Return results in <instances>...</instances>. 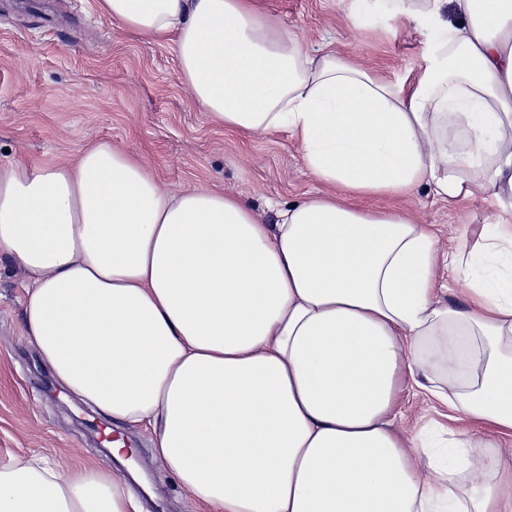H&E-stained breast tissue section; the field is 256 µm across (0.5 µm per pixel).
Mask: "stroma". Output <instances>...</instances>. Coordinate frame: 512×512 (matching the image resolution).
I'll use <instances>...</instances> for the list:
<instances>
[{"instance_id":"obj_1","label":"stroma","mask_w":512,"mask_h":512,"mask_svg":"<svg viewBox=\"0 0 512 512\" xmlns=\"http://www.w3.org/2000/svg\"><path fill=\"white\" fill-rule=\"evenodd\" d=\"M284 29L309 47L331 43L379 67L394 83L418 67L426 32L363 0L366 27L354 32L342 0H266ZM110 142L140 157L167 186L215 188L241 196L258 212L317 192L296 142L280 130L245 141L213 125L194 104L175 55L163 41L119 30L96 0H0V161H70L77 151ZM434 225L440 248L473 242L492 211L482 200L443 202L420 188L408 204ZM24 273L0 260V465L39 453L62 468L80 464L108 471L123 463L103 440L134 444L130 482L144 512H204L184 500L175 479L148 450V433L113 429L71 396H63L23 329ZM396 429L434 430L439 439L461 431L494 438L491 425L452 420L443 404L404 393Z\"/></svg>"}]
</instances>
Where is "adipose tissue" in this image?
<instances>
[{"mask_svg":"<svg viewBox=\"0 0 512 512\" xmlns=\"http://www.w3.org/2000/svg\"><path fill=\"white\" fill-rule=\"evenodd\" d=\"M171 42L225 131L286 128L320 193L265 223L240 198L173 191L107 142L0 164V257L60 387L125 428L210 512H512V465L397 431L416 388L512 436V0H394L431 31L392 83L310 51L261 0H98ZM497 208L469 251L370 199ZM445 262L461 302L437 296ZM0 512H142L123 472L35 456L0 467Z\"/></svg>","mask_w":512,"mask_h":512,"instance_id":"adipose-tissue-1","label":"adipose tissue"}]
</instances>
